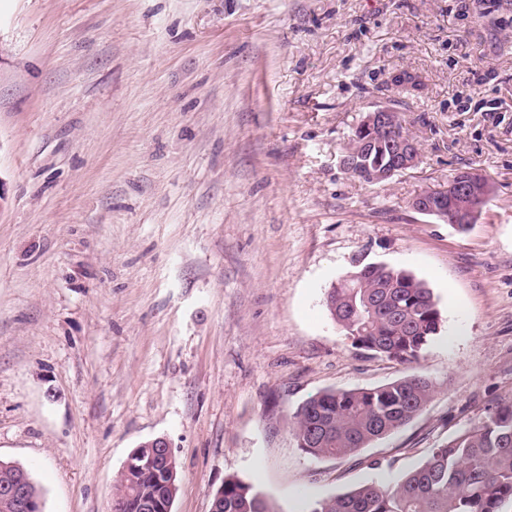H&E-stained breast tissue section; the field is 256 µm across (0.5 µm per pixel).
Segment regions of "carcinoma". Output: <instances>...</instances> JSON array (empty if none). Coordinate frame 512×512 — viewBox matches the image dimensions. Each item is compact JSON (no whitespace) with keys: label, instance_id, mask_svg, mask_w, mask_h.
<instances>
[{"label":"carcinoma","instance_id":"1","mask_svg":"<svg viewBox=\"0 0 512 512\" xmlns=\"http://www.w3.org/2000/svg\"><path fill=\"white\" fill-rule=\"evenodd\" d=\"M358 278L328 290L326 306L358 349L415 363L440 331L433 292L412 273L383 265L356 266ZM434 382L412 375L374 387L330 390L292 416V432L314 457L354 454L408 424L431 402ZM149 469L121 473L115 497L124 512H142L139 499H175L178 478L161 487ZM512 502V400L431 449L427 459L393 485L366 484L314 503L310 512H501ZM222 512H273L253 488L224 479Z\"/></svg>","mask_w":512,"mask_h":512}]
</instances>
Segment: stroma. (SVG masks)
<instances>
[{"label": "stroma", "mask_w": 512, "mask_h": 512, "mask_svg": "<svg viewBox=\"0 0 512 512\" xmlns=\"http://www.w3.org/2000/svg\"><path fill=\"white\" fill-rule=\"evenodd\" d=\"M379 106L420 159L367 184L339 159ZM466 169L491 186L468 231L411 209ZM359 263L432 289L418 362L333 321ZM413 374L436 392L409 424L343 458L299 447L312 396ZM509 398L512 0H0V458L45 512H109L157 437L172 512H210L228 476L310 512Z\"/></svg>", "instance_id": "stroma-1"}]
</instances>
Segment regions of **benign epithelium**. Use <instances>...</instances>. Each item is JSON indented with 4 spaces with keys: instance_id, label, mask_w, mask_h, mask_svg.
Returning <instances> with one entry per match:
<instances>
[{
    "instance_id": "1",
    "label": "benign epithelium",
    "mask_w": 512,
    "mask_h": 512,
    "mask_svg": "<svg viewBox=\"0 0 512 512\" xmlns=\"http://www.w3.org/2000/svg\"><path fill=\"white\" fill-rule=\"evenodd\" d=\"M393 116L388 107H378L366 114L359 130L361 139L356 151H346L340 158V166L350 174L364 175L373 183H383L400 172L418 164L420 152L418 143L404 134L394 135ZM387 142L391 156L388 164H372L371 156L381 141ZM490 185L485 176L477 171H463L442 188H430L411 202V208L422 215L434 217L454 224H474L481 216L484 202L490 196ZM468 196L473 204L467 210L458 211L453 205L456 197ZM144 451H133L125 468L139 471L149 462L154 463L155 480L166 484L172 473L173 455L164 437H157L140 444ZM163 448V458L155 456L153 449ZM30 481L26 476L20 480H6L0 483V512H45L44 498L30 494Z\"/></svg>"
}]
</instances>
